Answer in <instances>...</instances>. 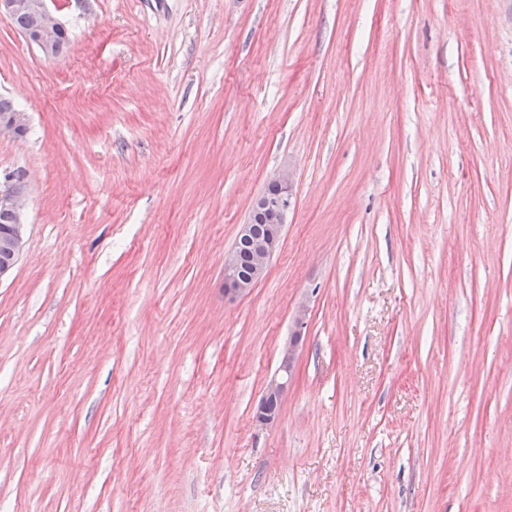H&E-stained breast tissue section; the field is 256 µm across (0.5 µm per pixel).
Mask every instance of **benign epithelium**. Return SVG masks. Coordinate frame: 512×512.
Instances as JSON below:
<instances>
[{
    "label": "benign epithelium",
    "instance_id": "benign-epithelium-1",
    "mask_svg": "<svg viewBox=\"0 0 512 512\" xmlns=\"http://www.w3.org/2000/svg\"><path fill=\"white\" fill-rule=\"evenodd\" d=\"M25 13L30 18L29 27L23 36L36 45L44 55L61 53L59 38L63 26L47 7L46 0H0V16L11 17ZM27 127V114L21 111L0 114V134L19 135ZM0 187V215L7 217L9 225L0 233V253L8 260L0 263V278L7 275L17 263L24 243L26 224L24 213L27 201V182L4 177ZM271 182L279 188L278 194L270 198L258 196L249 211L248 219L241 225L236 240L237 246L224 254V296L235 299L247 296L263 280L269 270L270 261L281 242L284 224L294 209L293 175L289 171L277 173ZM262 222L266 231L255 232L254 224ZM245 243L251 251V266L246 274L239 273L238 244ZM305 312L299 311L295 319V332L286 341L280 364L275 374L267 381L262 398L255 412V422L266 426L279 416L281 403L288 392L294 375V351L304 328Z\"/></svg>",
    "mask_w": 512,
    "mask_h": 512
}]
</instances>
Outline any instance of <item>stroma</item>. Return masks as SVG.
<instances>
[{
	"label": "stroma",
	"instance_id": "35a3bbf8",
	"mask_svg": "<svg viewBox=\"0 0 512 512\" xmlns=\"http://www.w3.org/2000/svg\"><path fill=\"white\" fill-rule=\"evenodd\" d=\"M48 7L56 58L0 18V512H512V0ZM14 107L11 99L0 98V134L8 133L16 136L26 129L27 114L21 111L11 112ZM2 112L7 113L1 114ZM267 185L264 194L258 196L249 211L248 219L242 224L235 246L224 254V297L231 300L247 296L263 280L269 270L270 261L281 242L284 224L294 209L293 175L290 171L277 173ZM268 195V196H266ZM262 222L263 224H256ZM261 233L266 228L265 233ZM266 224V225H265ZM265 225V226H264ZM240 243H247L250 251ZM239 263L242 271L239 274ZM251 264V266H250ZM5 185L0 187V215L8 219L7 229L0 233V253L9 259L0 263V279L7 275L17 263L24 243L26 224L24 213L27 201V182L4 177ZM305 312L300 310L295 319V332L286 341L280 364L275 374L267 381L262 398L255 412V422L266 426L274 423L279 416L281 403L288 392L294 375V351L304 328Z\"/></svg>",
	"mask_w": 512,
	"mask_h": 512
}]
</instances>
